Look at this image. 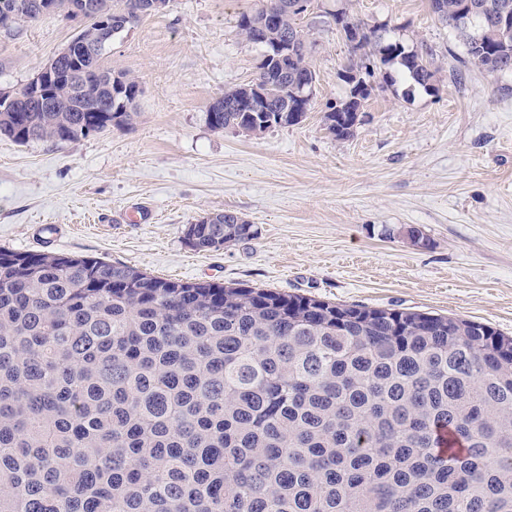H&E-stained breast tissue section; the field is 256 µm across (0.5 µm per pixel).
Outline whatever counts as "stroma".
Instances as JSON below:
<instances>
[{"label": "stroma", "instance_id": "35a3bbf8", "mask_svg": "<svg viewBox=\"0 0 512 512\" xmlns=\"http://www.w3.org/2000/svg\"><path fill=\"white\" fill-rule=\"evenodd\" d=\"M317 0L302 21L316 72L310 112L260 136L206 122L250 82L260 45L238 33L262 0H170L112 40L105 68L136 76L131 127L75 143L0 137V248L125 264L374 308L486 323L512 336V75L461 67L428 0H350L354 17L430 49L435 92L373 78L353 138L323 126L346 96L348 47ZM65 13L0 30V91L22 89L72 39ZM230 210L256 239L197 251L187 224ZM61 229L51 243L38 227ZM423 230L416 244L400 236Z\"/></svg>", "mask_w": 512, "mask_h": 512}]
</instances>
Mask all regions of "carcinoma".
Wrapping results in <instances>:
<instances>
[{
	"label": "carcinoma",
	"instance_id": "carcinoma-1",
	"mask_svg": "<svg viewBox=\"0 0 512 512\" xmlns=\"http://www.w3.org/2000/svg\"><path fill=\"white\" fill-rule=\"evenodd\" d=\"M140 0H112V34ZM238 20L263 47L214 130L301 123L316 74L293 0ZM33 0H0L10 27ZM463 64L512 74V0H430ZM367 26L341 72L436 90L427 49ZM0 102V136L77 142L132 125L140 82ZM234 211L185 228L198 251L252 240ZM448 452L440 451L442 432ZM0 512H512V337L471 320L219 282L172 281L100 258L0 249Z\"/></svg>",
	"mask_w": 512,
	"mask_h": 512
}]
</instances>
